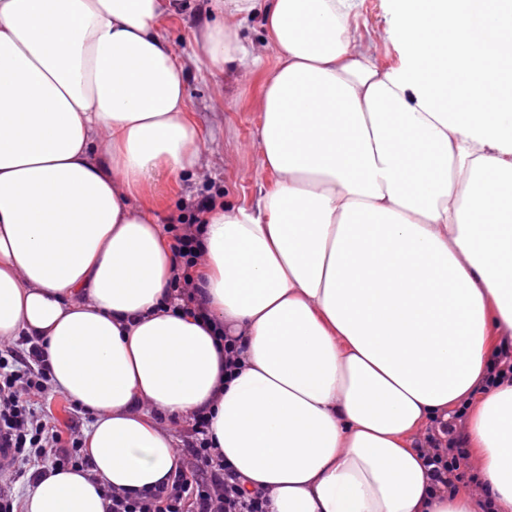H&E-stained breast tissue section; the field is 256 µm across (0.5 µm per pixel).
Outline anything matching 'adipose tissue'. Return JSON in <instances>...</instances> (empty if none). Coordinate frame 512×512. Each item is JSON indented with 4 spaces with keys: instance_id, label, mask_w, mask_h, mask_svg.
Here are the masks:
<instances>
[{
    "instance_id": "ef3b65f1",
    "label": "adipose tissue",
    "mask_w": 512,
    "mask_h": 512,
    "mask_svg": "<svg viewBox=\"0 0 512 512\" xmlns=\"http://www.w3.org/2000/svg\"><path fill=\"white\" fill-rule=\"evenodd\" d=\"M255 0H219L214 72L258 65ZM358 0H270L276 67L255 148L274 182L205 216L201 286L241 366L164 303L174 255L136 191L201 161L165 25L182 0H0V337L36 336L51 384L94 421L97 479L44 477L25 512H105L100 484L174 472L139 408L213 406L216 444L270 512H482L428 496L422 425L472 401L467 440L512 512V0H398L384 69ZM487 384L494 383L499 378L512 376V351L502 349L493 353L486 366Z\"/></svg>"
}]
</instances>
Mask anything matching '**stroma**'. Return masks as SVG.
<instances>
[{"label":"stroma","mask_w":512,"mask_h":512,"mask_svg":"<svg viewBox=\"0 0 512 512\" xmlns=\"http://www.w3.org/2000/svg\"><path fill=\"white\" fill-rule=\"evenodd\" d=\"M182 22L168 26L166 36L186 72V95L192 117L202 138V162L178 180L159 175L139 198L159 224L173 223L188 203L202 196L221 195L236 204L253 202L260 187L270 178L253 149L259 121L257 100L265 80L276 66L263 24L265 0H258L253 14L240 28L241 39L260 50L263 63L258 70L232 68L221 73L206 69L195 40L206 24L219 20L213 0H190ZM394 0H359L351 26L370 43L379 66L400 65L402 55L392 35Z\"/></svg>","instance_id":"stroma-1"}]
</instances>
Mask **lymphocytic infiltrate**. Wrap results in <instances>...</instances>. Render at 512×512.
Here are the masks:
<instances>
[{
	"instance_id": "1",
	"label": "lymphocytic infiltrate",
	"mask_w": 512,
	"mask_h": 512,
	"mask_svg": "<svg viewBox=\"0 0 512 512\" xmlns=\"http://www.w3.org/2000/svg\"><path fill=\"white\" fill-rule=\"evenodd\" d=\"M212 197L191 202L176 223L167 225L176 257L165 303L196 318H208L199 283L204 264L203 218ZM52 393L43 341L29 336L0 340V512H23L16 483L31 486L43 469H94L84 454L82 417L60 422L48 411ZM143 410L162 427L174 426L180 437L179 463L167 481L129 491L104 486L106 512H269L270 494L247 490L242 477L214 444L210 412L203 409L175 418L143 401ZM465 410L439 418L428 427L420 450L425 460L429 494L444 497L458 483H478L465 440Z\"/></svg>"
}]
</instances>
